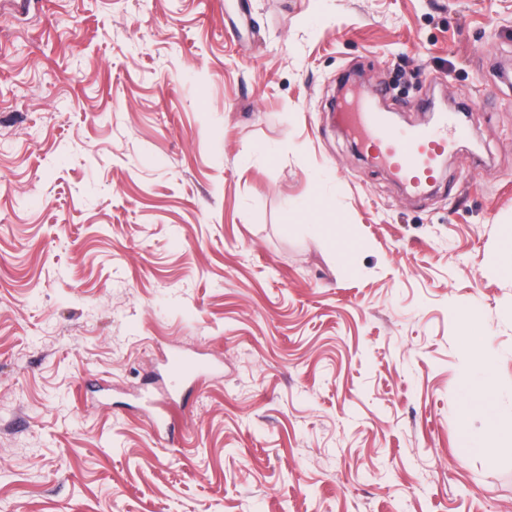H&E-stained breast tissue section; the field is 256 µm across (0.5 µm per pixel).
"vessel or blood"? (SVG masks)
Returning a JSON list of instances; mask_svg holds the SVG:
<instances>
[{
    "label": "vessel or blood",
    "mask_w": 512,
    "mask_h": 512,
    "mask_svg": "<svg viewBox=\"0 0 512 512\" xmlns=\"http://www.w3.org/2000/svg\"><path fill=\"white\" fill-rule=\"evenodd\" d=\"M344 117L352 131L361 137L363 148L385 163L392 174L414 192L434 184L450 138L467 134L466 127L454 123L436 131L426 128L400 131L363 106L345 109Z\"/></svg>",
    "instance_id": "obj_1"
}]
</instances>
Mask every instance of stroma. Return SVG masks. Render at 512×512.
<instances>
[{"instance_id":"stroma-1","label":"stroma","mask_w":512,"mask_h":512,"mask_svg":"<svg viewBox=\"0 0 512 512\" xmlns=\"http://www.w3.org/2000/svg\"><path fill=\"white\" fill-rule=\"evenodd\" d=\"M511 247L512 0H0V512H512ZM343 112L352 131L362 137L363 148L374 159L385 163L413 192L423 191L436 181L440 159L449 148L448 127L453 138L467 135L465 126L450 120L442 121L437 131L426 128L400 131L364 106ZM496 382L489 372L483 370L473 385L467 387L463 393V406L461 410V426H466L470 415L479 410L485 415L486 428L483 436L468 435V446L470 452H478L484 449L483 440L485 437H510L512 439V427L502 425L495 416L492 404L496 390Z\"/></svg>"}]
</instances>
